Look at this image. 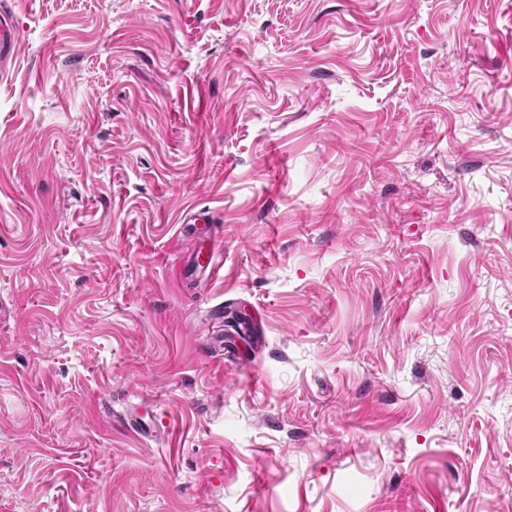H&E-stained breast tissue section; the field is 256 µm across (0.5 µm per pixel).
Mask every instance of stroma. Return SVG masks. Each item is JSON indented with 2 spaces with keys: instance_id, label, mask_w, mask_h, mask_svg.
Masks as SVG:
<instances>
[{
  "instance_id": "35a3bbf8",
  "label": "stroma",
  "mask_w": 512,
  "mask_h": 512,
  "mask_svg": "<svg viewBox=\"0 0 512 512\" xmlns=\"http://www.w3.org/2000/svg\"><path fill=\"white\" fill-rule=\"evenodd\" d=\"M1 9L0 512H512V0ZM18 32L13 17L0 12V67L3 68L14 50Z\"/></svg>"
}]
</instances>
